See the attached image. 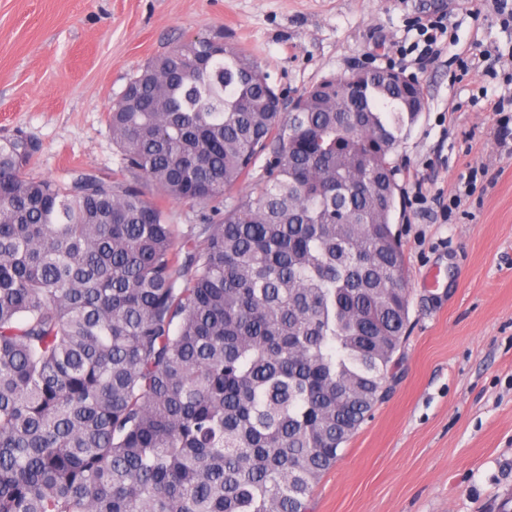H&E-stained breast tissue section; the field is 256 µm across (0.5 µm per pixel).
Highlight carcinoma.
Segmentation results:
<instances>
[{"instance_id": "carcinoma-1", "label": "carcinoma", "mask_w": 512, "mask_h": 512, "mask_svg": "<svg viewBox=\"0 0 512 512\" xmlns=\"http://www.w3.org/2000/svg\"><path fill=\"white\" fill-rule=\"evenodd\" d=\"M424 107L390 67L290 109L215 30L112 99L122 178L29 177L0 136V512H308L402 347ZM164 199L224 210L182 232Z\"/></svg>"}]
</instances>
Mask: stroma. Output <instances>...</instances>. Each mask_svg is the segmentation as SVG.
<instances>
[{"mask_svg": "<svg viewBox=\"0 0 512 512\" xmlns=\"http://www.w3.org/2000/svg\"><path fill=\"white\" fill-rule=\"evenodd\" d=\"M429 19L447 31L424 63ZM216 28L289 97L365 66L425 89L393 154L407 336L388 396L309 512H512V23L498 0H0V135L41 142L31 176L112 175V99L140 65Z\"/></svg>", "mask_w": 512, "mask_h": 512, "instance_id": "1", "label": "stroma"}]
</instances>
